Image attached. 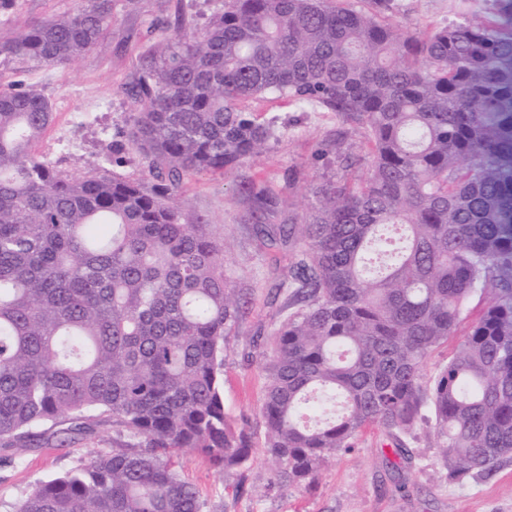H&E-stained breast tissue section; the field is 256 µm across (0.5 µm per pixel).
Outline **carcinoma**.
Instances as JSON below:
<instances>
[{
  "label": "carcinoma",
  "instance_id": "1",
  "mask_svg": "<svg viewBox=\"0 0 512 512\" xmlns=\"http://www.w3.org/2000/svg\"><path fill=\"white\" fill-rule=\"evenodd\" d=\"M111 26L112 0H76L0 54L71 62ZM265 94L352 118L368 143L365 177L320 183L297 224L274 223L261 183H239L244 221L296 250L279 284L296 310L264 364L277 476L309 484L371 426L400 456L426 415L455 477L512 460V0L422 35L357 0H224L200 31L177 22L127 89L143 180L63 174L33 152L48 99L0 91V443L15 459L104 423L123 437L10 512H204L172 452L222 473L248 462L251 436L224 412V332L244 315L224 226L188 217L178 197L185 176L269 148L275 125L237 106Z\"/></svg>",
  "mask_w": 512,
  "mask_h": 512
}]
</instances>
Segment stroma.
<instances>
[{"label":"stroma","instance_id":"stroma-1","mask_svg":"<svg viewBox=\"0 0 512 512\" xmlns=\"http://www.w3.org/2000/svg\"><path fill=\"white\" fill-rule=\"evenodd\" d=\"M387 17L402 29L425 33L448 23L491 18L497 0H389ZM74 0H14L0 15V41L34 21L61 17ZM224 9V0H113L112 26L88 53L69 65L0 56V90L23 88L44 95L54 121L35 144V153L70 175L98 173L127 180L145 175L141 155L126 149L125 162L112 163L109 147L124 140L135 108L127 85L140 69L148 44L161 41L175 20L196 31ZM258 121L276 120L277 138L243 170L184 177L188 216L224 227V272L245 302L246 314L224 335V410L235 425H246L254 448L244 477L217 473L204 456L175 457L181 478L192 484L205 512H512V462L490 475L450 476L434 438L408 440L396 458L376 430L358 447L336 454L312 486L278 481L263 450L266 428L260 407L266 387L261 366L268 338L289 313L278 286L292 253L270 252L246 223L238 194L242 176L263 181L284 203L279 223L299 222L315 203L322 178L356 179L366 169V130L342 115L314 110L275 96L241 102ZM111 424L72 442L50 441L19 462L0 448V505L9 506L38 481L75 466L92 451L112 446Z\"/></svg>","mask_w":512,"mask_h":512}]
</instances>
